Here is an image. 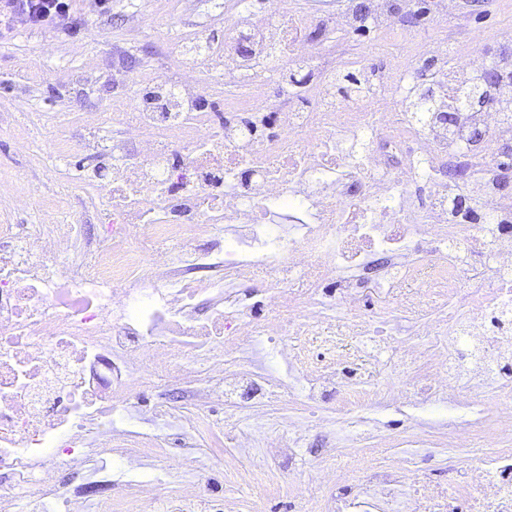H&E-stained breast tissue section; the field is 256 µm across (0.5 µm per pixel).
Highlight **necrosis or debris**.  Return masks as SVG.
Returning <instances> with one entry per match:
<instances>
[{
	"mask_svg": "<svg viewBox=\"0 0 512 512\" xmlns=\"http://www.w3.org/2000/svg\"><path fill=\"white\" fill-rule=\"evenodd\" d=\"M269 4L225 17L223 42L183 33L176 73L153 81L164 111L135 107L129 85L111 126L86 114L80 149L99 163L77 185L98 238L71 223L67 198L44 222L0 215V512L28 492L39 512H90L84 486L111 473L113 456L163 453V436L125 422L139 374L187 385L188 405L167 410L187 438L207 435L205 410L228 384L247 389L262 420L269 373L224 359L227 346L281 333L239 300L249 281L330 340L340 326L395 332L386 316L337 324L333 290L346 300L372 284L405 314L456 301L417 347L415 374L440 393L467 337L480 359L512 360V200L498 164L512 146V55L488 60L479 28L416 39L391 0H372L365 18L353 0L332 13ZM318 23L396 32L400 45L379 73L344 48L317 50L305 32ZM491 62L501 79L469 108L464 92ZM211 72L226 93L218 116L200 107ZM399 445L392 470L369 478L382 512H400L403 488L411 512H512V448L463 465L449 492L417 481L412 464L422 448L467 447L460 422ZM128 488L127 512H193L199 498L194 481L163 506L150 481Z\"/></svg>",
	"mask_w": 512,
	"mask_h": 512,
	"instance_id": "1",
	"label": "necrosis or debris"
}]
</instances>
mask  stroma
<instances>
[{
    "instance_id": "obj_1",
    "label": "stroma",
    "mask_w": 512,
    "mask_h": 512,
    "mask_svg": "<svg viewBox=\"0 0 512 512\" xmlns=\"http://www.w3.org/2000/svg\"><path fill=\"white\" fill-rule=\"evenodd\" d=\"M420 2L415 28L441 36L459 34L471 26L491 31L512 23V0H479L463 15L444 18L432 12L430 0ZM244 3L259 10L265 0H112L108 15L88 9L87 0H76L77 9L86 13L89 24L74 37L16 26L8 38L0 40V212L15 224L37 223L38 208L14 210L9 188L26 187L37 199L65 192L47 152L49 137L62 138L74 132L81 112L111 113L112 100L127 78L145 72H172L178 63L172 46L183 32L197 29L212 40H223L225 14ZM134 11L152 14L155 26L138 34L129 32L124 21ZM90 71L97 73V82L82 86L83 75ZM20 135L29 142L28 151H17L15 140ZM351 301L370 319L391 313L399 326L400 340L409 343L415 342L417 330L449 314L448 309L430 305L419 315L407 317L397 312L394 300L378 288L360 289ZM336 342L357 355L354 363L341 370L344 384L373 396L392 394L394 404L355 407L333 393L318 402L315 413L305 415L297 409L305 392L302 383L276 387L267 406L269 418L278 423L271 432L272 439L289 443L292 431L281 423L285 417L300 420L304 439L293 456L284 459L280 470L260 487L236 482L226 473L224 460L254 467L262 465L263 459L259 451L236 443L239 431L252 425L243 399L237 394L224 398L208 413L214 436L205 445L219 458L206 471L200 490L204 499L216 504L232 499L239 512H310L324 501L330 502L333 512H349L346 498L320 480V470L343 469L351 486L359 487L367 471L393 464L395 439L447 429L449 421L467 418L468 404L480 403L487 412L494 406L492 380L480 385L460 382L452 395L434 396L425 383L415 379V364L408 352L348 335L337 337ZM244 354L257 367L284 374L290 371L292 359L305 356L310 362H320L328 354V345L320 339L309 348L303 337L292 336L287 347L272 340L247 346ZM161 399L179 406L184 393L176 386L145 387L138 393L132 413L135 418L149 419L151 429L165 436L170 454L152 463L140 458L114 461L112 490H104L98 483L88 485L91 501H98L107 492L120 499L126 492V481L141 474L167 491L193 479V466L181 462L180 430L173 427L171 418L155 412ZM463 456L462 449L449 448L437 456L418 457L416 466L426 481L444 488L455 478Z\"/></svg>"
}]
</instances>
